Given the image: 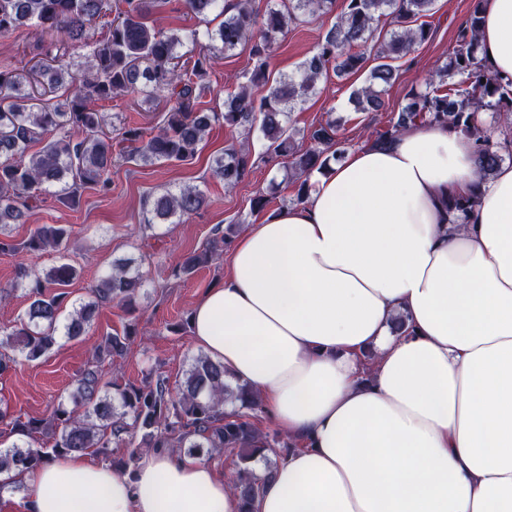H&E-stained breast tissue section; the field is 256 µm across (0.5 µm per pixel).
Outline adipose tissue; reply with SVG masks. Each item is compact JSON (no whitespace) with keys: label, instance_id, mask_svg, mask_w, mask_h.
Instances as JSON below:
<instances>
[{"label":"adipose tissue","instance_id":"obj_1","mask_svg":"<svg viewBox=\"0 0 512 512\" xmlns=\"http://www.w3.org/2000/svg\"><path fill=\"white\" fill-rule=\"evenodd\" d=\"M478 43L512 80V0H487ZM312 184L191 311L195 345L296 443L255 512H512V165L483 178L460 130L428 124ZM22 480L23 512H240L204 457L161 448L131 477L71 453Z\"/></svg>","mask_w":512,"mask_h":512}]
</instances>
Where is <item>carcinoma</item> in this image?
<instances>
[{"label":"carcinoma","instance_id":"carcinoma-1","mask_svg":"<svg viewBox=\"0 0 512 512\" xmlns=\"http://www.w3.org/2000/svg\"><path fill=\"white\" fill-rule=\"evenodd\" d=\"M0 0V38L12 36L23 26H34L49 38L42 65L30 76L42 78L46 92L19 94L22 74L0 68V253L69 251L65 228L41 224L18 243L10 235L13 224L25 223L27 213L42 195L52 194L76 202L84 188L95 186L111 191L110 171L114 162L112 146H134L131 159L144 164L158 161L186 162L194 158L212 125L262 135L263 153L229 147L215 157L212 176L232 189L251 168L267 156L289 159V175L298 183L296 203L304 202L311 188L313 172L324 169L336 153V122L314 130L311 146L298 149L290 114L313 94L317 82L329 72L336 75L367 71L364 85L351 94L358 111H378L385 107L384 94L398 77L390 61L409 55L427 41L431 28L425 18L432 15L435 0H343L336 23L315 53L301 64L297 75L270 77L266 58L288 27L305 17L333 10L336 0H280L276 7L260 12L255 0H183L186 13L208 27L184 28L168 32L148 24L151 10L165 0ZM486 0H473L462 23L448 62L435 72L429 91L409 94L396 121L371 140L385 144L400 132L418 123L452 125L473 140L482 176L492 174L501 164L493 137L497 127L486 125L479 111H512V82L503 84L492 76L477 56V33ZM218 20L211 29L208 17ZM108 34L92 43L87 31L95 23ZM381 39V62L366 67V59L356 49L374 38ZM189 43L196 54L186 59L177 47ZM250 47L254 68L235 76L238 91L224 100L223 108L204 112L199 99L209 91L207 82L216 53ZM89 49L84 61L75 64L71 56ZM264 90L261 97L255 92ZM62 91L64 99L53 104L44 96ZM134 94L156 108L167 103L159 132L146 131L126 123L106 131L107 115L92 108L98 102ZM35 142L40 151L30 152ZM206 196L196 186L185 185L147 199L145 224H178L186 215L198 212ZM478 203L474 193L448 199V209L465 216ZM239 228L230 224L214 229L205 245L180 256L171 266L175 279L187 277L210 266L224 250L228 234ZM80 277V269L62 262L46 271L20 267L18 281L0 288V300L11 292L24 291L28 306L24 317L10 327L0 326V374L21 361H36L61 339L76 340L89 334L98 310L114 302L135 311L137 297L145 287L142 272L131 262L113 263L90 289L88 300L67 301L65 288ZM138 335L130 323L121 334L102 337L93 355L96 364L85 369L73 389L53 405L46 418L17 417L11 431L21 439L0 447V492L19 491L23 484L12 472L32 471L56 456L91 451L108 456V449L124 446L128 458L116 467L125 473L135 467L138 449L176 448L188 455L228 450L237 457L234 491L241 512H252L262 489L253 470L265 462V476H271L277 460L288 456L294 441L270 436L257 427L265 415L261 402L246 384L225 379L224 365L206 355L194 357L185 370L177 391L167 377L157 375L144 385L122 387L105 382L98 365L127 355L131 338ZM236 405L228 413L224 404Z\"/></svg>","mask_w":512,"mask_h":512}]
</instances>
